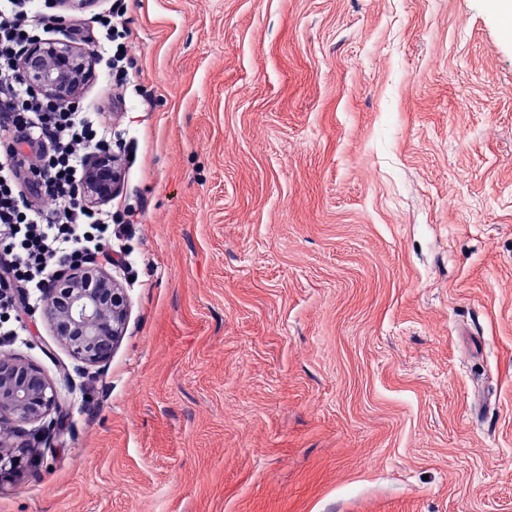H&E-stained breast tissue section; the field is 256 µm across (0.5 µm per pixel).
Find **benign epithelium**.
Returning <instances> with one entry per match:
<instances>
[{"mask_svg": "<svg viewBox=\"0 0 512 512\" xmlns=\"http://www.w3.org/2000/svg\"><path fill=\"white\" fill-rule=\"evenodd\" d=\"M95 54L64 40L32 44L20 61L26 79L45 96L65 102L76 99L93 82ZM117 160L106 153L90 157L82 187L83 201L105 203L116 193ZM54 335L71 355L86 365L108 361L122 335L127 303L122 289L101 265L72 269L50 289L43 308ZM60 389L33 363L0 354V480L29 459V445L13 438L35 424L36 437L63 425Z\"/></svg>", "mask_w": 512, "mask_h": 512, "instance_id": "1", "label": "benign epithelium"}]
</instances>
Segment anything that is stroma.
<instances>
[{"mask_svg":"<svg viewBox=\"0 0 512 512\" xmlns=\"http://www.w3.org/2000/svg\"><path fill=\"white\" fill-rule=\"evenodd\" d=\"M111 359L0 512H512V17L126 0Z\"/></svg>","mask_w":512,"mask_h":512,"instance_id":"35a3bbf8","label":"stroma"}]
</instances>
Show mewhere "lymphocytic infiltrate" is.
<instances>
[{
  "label": "lymphocytic infiltrate",
  "instance_id": "obj_1",
  "mask_svg": "<svg viewBox=\"0 0 512 512\" xmlns=\"http://www.w3.org/2000/svg\"><path fill=\"white\" fill-rule=\"evenodd\" d=\"M53 0H0V335L19 336L70 268L112 261L111 208L83 206L90 151L112 130L83 99L43 97L18 62L57 32Z\"/></svg>",
  "mask_w": 512,
  "mask_h": 512
}]
</instances>
